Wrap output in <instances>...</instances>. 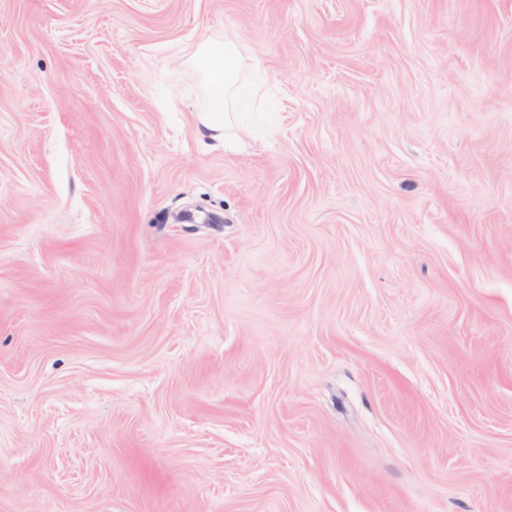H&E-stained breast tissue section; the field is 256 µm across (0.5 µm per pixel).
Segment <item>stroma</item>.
Wrapping results in <instances>:
<instances>
[{
	"label": "stroma",
	"mask_w": 512,
	"mask_h": 512,
	"mask_svg": "<svg viewBox=\"0 0 512 512\" xmlns=\"http://www.w3.org/2000/svg\"><path fill=\"white\" fill-rule=\"evenodd\" d=\"M0 512H512V0H0ZM199 49L197 59L218 56L217 65L203 71L207 76L209 109L201 114L200 121L210 132L222 136L224 131L226 140L235 129V105L241 86L247 79L246 70L251 66L245 63L241 49L228 36L224 37V42L208 38Z\"/></svg>",
	"instance_id": "1"
}]
</instances>
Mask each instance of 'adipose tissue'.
Here are the masks:
<instances>
[{"label":"adipose tissue","mask_w":512,"mask_h":512,"mask_svg":"<svg viewBox=\"0 0 512 512\" xmlns=\"http://www.w3.org/2000/svg\"><path fill=\"white\" fill-rule=\"evenodd\" d=\"M199 53L217 59L216 66L206 72L209 109L201 114L200 121L210 132L233 133L236 118L234 109L246 79L247 65L243 53L230 38L222 41L205 40Z\"/></svg>","instance_id":"1"}]
</instances>
